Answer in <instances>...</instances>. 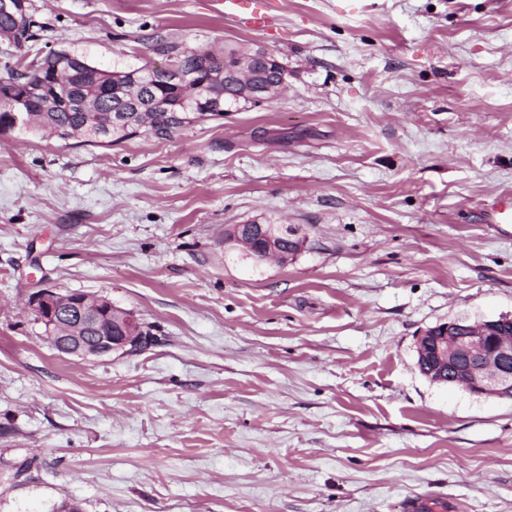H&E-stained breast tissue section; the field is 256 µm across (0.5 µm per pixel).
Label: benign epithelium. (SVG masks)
Listing matches in <instances>:
<instances>
[{"instance_id": "benign-epithelium-1", "label": "benign epithelium", "mask_w": 512, "mask_h": 512, "mask_svg": "<svg viewBox=\"0 0 512 512\" xmlns=\"http://www.w3.org/2000/svg\"><path fill=\"white\" fill-rule=\"evenodd\" d=\"M0 13L27 17V0H0ZM66 69L82 77L94 70L83 56L70 52L64 57ZM274 54L263 47L247 53L224 50V62L214 66L204 63L197 72L182 71L173 59L153 69H163L176 88L194 82L193 90L218 101L228 90L251 102H262L281 93L288 86V67L277 61L275 80L269 82L256 64L270 66ZM149 72L136 68L126 72L124 84L101 86L100 95H129L143 86ZM259 244L240 235L230 238L238 247L257 252L263 261L286 263L290 256L282 250L283 242L296 240L297 233L284 224L263 227ZM27 309L38 322L47 325V339L64 355L83 359L101 358L114 353L142 351L144 337L136 317L95 294L79 293L73 298L52 288H41L28 299ZM416 354L424 374L432 381L460 386L473 395L493 396L512 401V329L505 321L488 320L460 329L456 320L438 324L419 336Z\"/></svg>"}]
</instances>
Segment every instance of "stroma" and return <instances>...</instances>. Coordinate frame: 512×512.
<instances>
[{
  "mask_svg": "<svg viewBox=\"0 0 512 512\" xmlns=\"http://www.w3.org/2000/svg\"><path fill=\"white\" fill-rule=\"evenodd\" d=\"M0 83L54 50L261 45L288 86L112 146L0 131V512H512V401L431 382L429 327L512 318V0H28ZM296 229L287 264L225 244ZM42 288L135 312L137 354L59 355ZM27 465L19 478L11 466ZM28 20H22L19 26L8 19H3L0 16V35L1 32L11 33L13 42L16 46L21 47L29 42H35L40 39V32L43 31V26L34 22L28 13Z\"/></svg>",
  "mask_w": 512,
  "mask_h": 512,
  "instance_id": "35a3bbf8",
  "label": "stroma"
}]
</instances>
